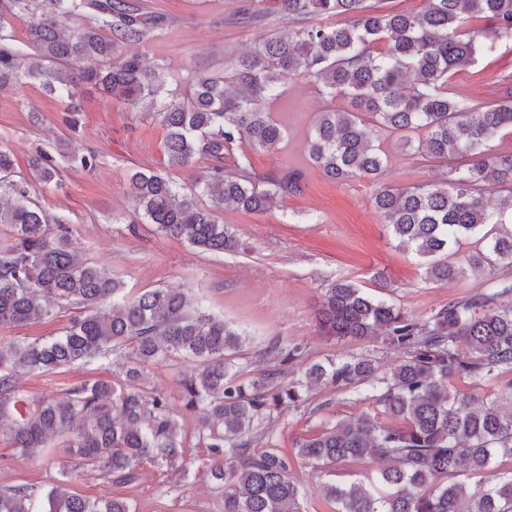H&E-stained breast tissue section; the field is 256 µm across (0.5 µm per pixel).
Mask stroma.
I'll list each match as a JSON object with an SVG mask.
<instances>
[{
    "mask_svg": "<svg viewBox=\"0 0 512 512\" xmlns=\"http://www.w3.org/2000/svg\"><path fill=\"white\" fill-rule=\"evenodd\" d=\"M155 16L153 36L127 45L146 66L163 65L171 91L182 92L196 71L231 63L254 48L263 35L281 34L289 23L276 11L252 19L251 0H134ZM452 87L475 102H493L512 91V39L500 38L475 64L454 75ZM326 98L304 80L290 82L286 93L269 104L271 117L287 135L270 151L250 153L256 178L286 169L304 172L302 193L276 198L267 211L244 212L212 203L220 223L231 225L242 248L212 254L160 234L155 225L135 213L128 191L131 174L139 168L164 170L166 130L145 118L140 108L84 93L78 129L65 121L60 99L35 84L0 92V141L13 150L19 171L35 147L56 156L61 188L30 181L32 199L48 213L66 216L79 257L107 266L128 290L171 288L203 299L210 312L247 336L239 362L245 370L273 367L275 349L298 348L292 369L327 357L366 355L383 368L397 365L404 350L382 338H338L319 329V310L327 285L348 279L367 294L386 300L419 319L447 304L491 288L502 271L477 272L445 285L425 280L422 264L411 252L396 248L383 216L374 206V186L366 179L328 180L309 160L307 142ZM370 135L383 139L388 153L387 183L408 186L433 178L427 162L407 155L394 138L377 127ZM83 146L97 156L94 169L68 167L59 153L64 145ZM183 363L179 359L150 366L137 385L164 393L179 405ZM118 381L109 360L76 365L55 374L30 375L22 386L31 396L62 397L83 381ZM371 401H355L326 388L308 393L305 402L266 423L276 447L289 451L296 441L317 432L326 422L373 412ZM202 419L198 412H180L187 449L180 467L144 463L135 482L113 484L83 468L71 472L70 489L90 499L119 497L135 512H223L222 496L205 480L208 452L193 434ZM59 460L20 456L0 438V486L50 484Z\"/></svg>",
    "mask_w": 512,
    "mask_h": 512,
    "instance_id": "35a3bbf8",
    "label": "stroma"
}]
</instances>
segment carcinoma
Here are the masks:
<instances>
[{
  "instance_id": "cac0c4a2",
  "label": "carcinoma",
  "mask_w": 512,
  "mask_h": 512,
  "mask_svg": "<svg viewBox=\"0 0 512 512\" xmlns=\"http://www.w3.org/2000/svg\"><path fill=\"white\" fill-rule=\"evenodd\" d=\"M292 22L267 35L230 67L196 73L181 95L165 91V67L150 68L123 45L141 42L158 20L127 0H0V91L35 83L81 111L96 89L142 106L167 130V170H137L129 190L140 215L161 234L204 252L234 253L241 243L197 198L210 196L246 212L267 210L278 196L301 192L304 174L286 170L259 181L247 147L270 151L284 128L265 111L288 81L322 88L330 106L319 113L307 143L309 159L332 180L376 184V208L397 247L414 252L425 280L445 285L468 273L512 269V152L491 142L512 132V93L490 105H468L449 80L503 36H512V0H423L421 11H371L367 0H254ZM93 14L98 25L82 19ZM30 19L28 42L8 32L14 17ZM351 17L350 24L342 17ZM486 22V27L476 24ZM396 137L402 151L442 166L464 162L423 185L393 187L382 180L388 154L373 142L367 122ZM74 166L93 169L96 155L73 150ZM205 162L186 189L171 172ZM28 169L44 185L61 186L60 170L42 149ZM501 197L485 203L487 187ZM0 328L75 311L56 336L0 346V436L26 456L52 457L60 448L111 483L129 484L146 460H182L185 438L166 395L85 381L61 399H23V376L51 374L116 353L120 373L134 380L172 357L193 363L181 381L182 409L200 410L198 445L207 449L206 474L224 493V512H303L299 459L327 473L348 461H388L379 475L350 484L328 482L323 496L334 512H512V471H490L512 459V281L467 299H451L426 320L408 315L337 279L323 294L322 328L333 336L384 341L407 351L387 370L366 357L327 358L288 383L281 370L249 378L236 365L244 338L194 305L182 291H126L105 266L79 259L67 218L30 199L28 180L0 142ZM500 230L492 235L485 227ZM477 236L483 247L461 261L449 250ZM454 380L493 383L491 398L451 387ZM371 392L377 412L340 418L296 443L291 452L268 445L261 422L314 387ZM492 478H487V475ZM481 476L471 491L461 477ZM0 512H134L128 501L74 494L69 472L46 488H0Z\"/></svg>"
}]
</instances>
